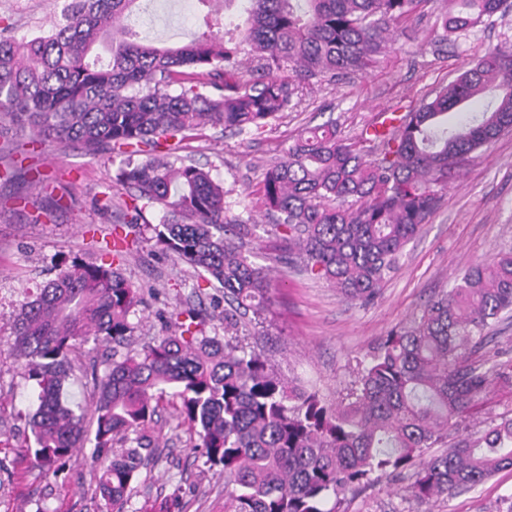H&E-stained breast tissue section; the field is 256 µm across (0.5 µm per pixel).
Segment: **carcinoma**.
<instances>
[{
	"label": "carcinoma",
	"mask_w": 512,
	"mask_h": 512,
	"mask_svg": "<svg viewBox=\"0 0 512 512\" xmlns=\"http://www.w3.org/2000/svg\"><path fill=\"white\" fill-rule=\"evenodd\" d=\"M137 2L71 0L46 34L17 41L0 33V159L28 146L120 156L124 223L135 228L145 205L162 207L156 244L224 289V339L201 335L205 315L188 309L170 316L177 333L123 353L141 289L111 263L61 270L15 324L17 361L38 386L22 457L56 478L75 449L93 443L99 512H125L158 449L147 425L168 394L198 428L204 465L224 471L225 512H337L346 494L414 464L407 493L423 503L512 469V416L424 457L492 385L512 386V359L462 352L512 314V251L468 266L412 325L391 330L330 405L239 339L243 318L264 309L271 288L268 268L239 246L256 225L229 216L224 186L168 145L208 126L259 130L291 107L295 84L363 72L425 0H248L241 32L225 28L215 0H197L203 31L172 47L141 34ZM455 2L459 9L442 16L443 43L512 7ZM248 50L257 77L247 82L238 57ZM505 131L511 47L490 50L382 133L365 131L355 142L332 121L305 129L266 172L262 196L306 273L351 302H369L439 208L455 170ZM363 143L375 158H365ZM89 342L112 350V361L94 375L89 404L75 406L65 386L74 353Z\"/></svg>",
	"instance_id": "1"
}]
</instances>
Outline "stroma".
<instances>
[{"label": "stroma", "mask_w": 512, "mask_h": 512, "mask_svg": "<svg viewBox=\"0 0 512 512\" xmlns=\"http://www.w3.org/2000/svg\"><path fill=\"white\" fill-rule=\"evenodd\" d=\"M68 0H0V28L15 38L48 30ZM142 28L153 41L171 46L198 33L196 0H144ZM445 0H424L402 21L405 30L392 50L366 74L303 86L295 109L264 129L231 135L204 129L183 142L180 153L208 169L227 192L232 215L254 224L243 250L268 267L270 302L253 318L246 340L284 379L299 381L336 402L353 380L357 363L397 326L410 324L428 300L447 291L467 264L512 250V132L488 150L471 154L449 180L440 208L404 248L380 296L368 304L343 300L329 283L310 278L292 261L288 243L276 231L260 194L267 168L281 158L308 126L336 120L343 136L354 139L371 125L420 105L489 49L512 46V10L484 19L468 33L440 44ZM63 187L61 207L51 220L32 223L33 206L43 193L29 177L0 178V197L22 195L31 207L0 211V512H98L96 478L86 464L93 451H75L64 478H44L18 450L30 434L38 387L19 367L14 327L21 305L36 295L58 268L80 261L111 263L104 247L125 233L117 221L125 199L114 178L119 158L79 149L52 148L33 161ZM113 207L104 208L105 199ZM163 210L143 212L147 224L138 244L121 262L123 276L142 287L145 310L131 315L133 341L142 345L173 332L169 317L188 308L214 312L204 333L223 336L224 291L202 288L195 271L165 254L152 238ZM178 400L166 397L150 432L159 448L144 469L126 505L127 512H224V475L204 466L194 429L180 424ZM410 473L382 476L373 488L347 496L338 512H507L512 507V471L503 470L475 489L420 503L404 489Z\"/></svg>", "instance_id": "obj_1"}]
</instances>
